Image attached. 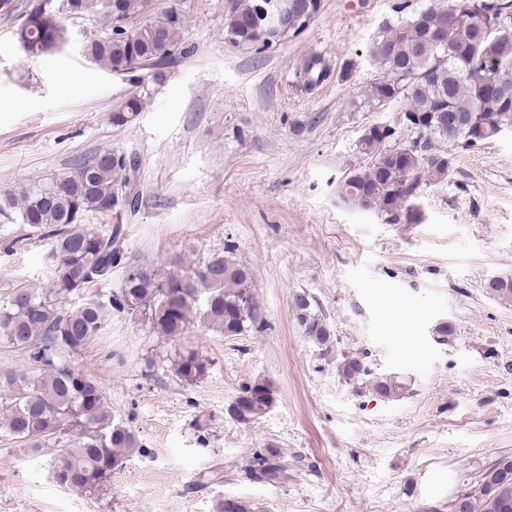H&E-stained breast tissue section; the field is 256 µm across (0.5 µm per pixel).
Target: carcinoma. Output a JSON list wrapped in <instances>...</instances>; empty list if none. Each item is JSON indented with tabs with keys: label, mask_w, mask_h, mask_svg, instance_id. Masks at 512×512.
<instances>
[{
	"label": "carcinoma",
	"mask_w": 512,
	"mask_h": 512,
	"mask_svg": "<svg viewBox=\"0 0 512 512\" xmlns=\"http://www.w3.org/2000/svg\"><path fill=\"white\" fill-rule=\"evenodd\" d=\"M87 18L112 23L111 0H76ZM266 0H233L224 16V39L237 47H256L266 19ZM397 19L384 22L375 33L370 54L380 69L362 93L363 105L376 109L402 100L403 125L418 116L417 139L390 146L395 130L387 125L366 129L358 146L367 166L350 170L338 186L345 205L376 213L386 224L416 221L413 200L425 185L448 178L453 159L432 151L431 141L443 138L473 146L512 130V0H448L440 7L410 8L409 0L395 5ZM32 58L54 55L68 42L60 21L46 34L36 25L29 32ZM185 25L166 9L116 36L107 33L85 42L91 62L113 73L145 71L155 82L181 52ZM305 88L325 80L329 68L319 57L305 60ZM144 99L122 103L112 112V124L125 127L143 111ZM135 160H118L103 151L64 176L27 186L0 198V211H14L32 235L53 240L51 284L42 293L19 288L9 308L0 311V341L26 352L38 372L0 370V428L27 448H50L54 480L67 488L95 493L112 481L141 445L133 430L112 416L105 392L88 374L65 365L63 359L82 351L112 315L127 312L145 317L153 331L180 338L195 322L226 338L262 333L251 271L232 252L215 253L202 265L183 273H165L127 253L121 207L112 199L130 187ZM94 213L107 228L84 223ZM123 270L120 288L108 303L66 306L76 293L112 279ZM489 293L512 302V277L488 281ZM294 318L304 336L322 354L333 344L328 326L313 312L307 295L293 296ZM208 361L194 349L179 354L173 364L186 385L204 379ZM349 383L367 382L381 398H398L404 383L395 377H374L356 357L338 362ZM273 385L256 380L241 390L235 409L226 415L250 425L274 405ZM252 476L269 482L283 479L288 464L280 451L268 446L253 454ZM458 512H512V455L502 456L467 495L456 498Z\"/></svg>",
	"instance_id": "obj_1"
}]
</instances>
